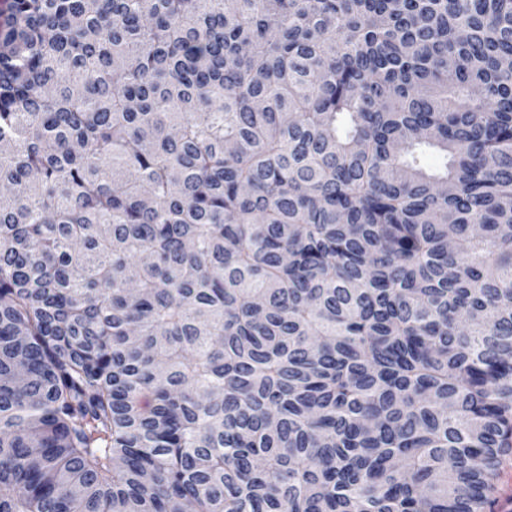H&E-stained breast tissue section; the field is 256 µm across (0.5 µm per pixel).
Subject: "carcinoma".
Wrapping results in <instances>:
<instances>
[{
  "instance_id": "carcinoma-1",
  "label": "carcinoma",
  "mask_w": 512,
  "mask_h": 512,
  "mask_svg": "<svg viewBox=\"0 0 512 512\" xmlns=\"http://www.w3.org/2000/svg\"><path fill=\"white\" fill-rule=\"evenodd\" d=\"M10 11L0 512H491L512 0Z\"/></svg>"
}]
</instances>
